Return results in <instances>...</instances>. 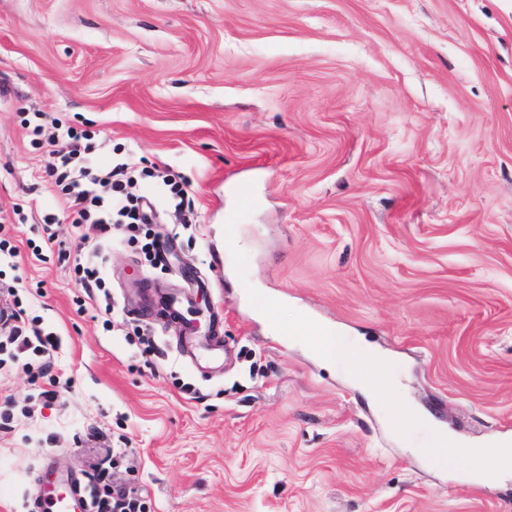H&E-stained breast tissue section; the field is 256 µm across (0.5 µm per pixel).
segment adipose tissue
Wrapping results in <instances>:
<instances>
[{
	"label": "adipose tissue",
	"instance_id": "1",
	"mask_svg": "<svg viewBox=\"0 0 512 512\" xmlns=\"http://www.w3.org/2000/svg\"><path fill=\"white\" fill-rule=\"evenodd\" d=\"M319 359L330 364L347 366L351 379L362 389L375 396L382 405H390L388 393L379 391L378 378L386 373V359L378 350L342 340L339 335L329 336L323 350L318 351ZM465 456L470 473L476 477L489 472L512 473V441H496L493 448L483 451L465 448Z\"/></svg>",
	"mask_w": 512,
	"mask_h": 512
}]
</instances>
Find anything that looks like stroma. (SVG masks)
Masks as SVG:
<instances>
[{"instance_id":"obj_1","label":"stroma","mask_w":512,"mask_h":512,"mask_svg":"<svg viewBox=\"0 0 512 512\" xmlns=\"http://www.w3.org/2000/svg\"><path fill=\"white\" fill-rule=\"evenodd\" d=\"M57 120L185 184L188 211L154 188L167 267L115 243L108 296L77 283L100 232L46 180ZM0 226V290L59 343L47 378L0 348V512L44 464L144 512H512V474L444 454L512 440V0H0ZM172 296L219 319L222 371ZM308 320L388 355L401 408L289 338Z\"/></svg>"}]
</instances>
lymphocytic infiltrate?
<instances>
[{
  "mask_svg": "<svg viewBox=\"0 0 512 512\" xmlns=\"http://www.w3.org/2000/svg\"><path fill=\"white\" fill-rule=\"evenodd\" d=\"M88 138L87 132L68 130L66 141L56 152V161L45 167L46 175L70 203L72 228L94 224L107 235L116 230L127 240L143 239L147 259L151 264H159L162 244L149 235L144 197L139 193L141 182L150 179V172L136 174L122 164L101 165L91 151ZM0 323L9 325L10 339L19 351L34 348L44 355L41 370L50 372L52 364L47 357L57 341L40 329H28L27 312L21 302L0 310Z\"/></svg>",
  "mask_w": 512,
  "mask_h": 512,
  "instance_id": "lymphocytic-infiltrate-1",
  "label": "lymphocytic infiltrate"
}]
</instances>
